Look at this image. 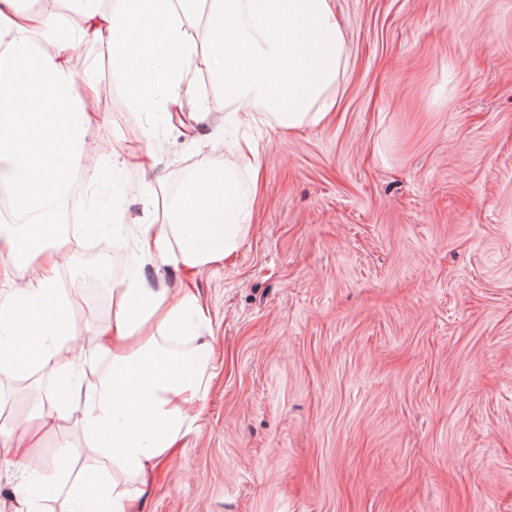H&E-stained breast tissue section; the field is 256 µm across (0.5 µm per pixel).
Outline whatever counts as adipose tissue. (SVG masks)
<instances>
[{
    "label": "adipose tissue",
    "mask_w": 512,
    "mask_h": 512,
    "mask_svg": "<svg viewBox=\"0 0 512 512\" xmlns=\"http://www.w3.org/2000/svg\"><path fill=\"white\" fill-rule=\"evenodd\" d=\"M18 2L0 0V183L43 223L53 221L91 134L86 102L94 86L69 66L80 42L105 46L114 83L138 111L168 112L191 88L200 58L238 105L228 125L258 121L264 109L288 129L317 125L333 109L328 91L348 55L330 0H69L77 26L55 11L23 14ZM127 167L115 153L104 173L89 175L79 232L97 236L122 223L113 176ZM251 209L234 170L188 173L166 223L136 224L134 270L112 322L90 326L89 355L72 347L70 313L83 296L58 288L54 247L29 224L0 234L11 268L40 271L28 288L0 290V372L49 369L54 386L35 424L54 433L67 410H79L84 443L30 467L0 439V472L21 485L14 512H47L59 496L66 512H138L143 486L193 431L210 358L199 340L206 309L191 292L149 287L143 269L223 262L237 251ZM91 355L106 361L102 376L84 374ZM84 452L92 461L74 472Z\"/></svg>",
    "instance_id": "obj_1"
}]
</instances>
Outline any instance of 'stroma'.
Masks as SVG:
<instances>
[{
  "instance_id": "1",
  "label": "stroma",
  "mask_w": 512,
  "mask_h": 512,
  "mask_svg": "<svg viewBox=\"0 0 512 512\" xmlns=\"http://www.w3.org/2000/svg\"><path fill=\"white\" fill-rule=\"evenodd\" d=\"M332 2L348 47L334 116L239 128L252 160L201 144L233 108L203 62L168 115L131 107L101 46L70 59L98 87L55 241L60 286L84 290L75 335L112 319L136 248L127 228L68 230L107 151L131 162L120 206L141 221L166 220L142 180L164 196L206 166L261 180L232 260L145 271L207 309L213 378L143 512H512V0ZM53 384L0 377V424ZM66 441H82L78 414L24 458Z\"/></svg>"
}]
</instances>
